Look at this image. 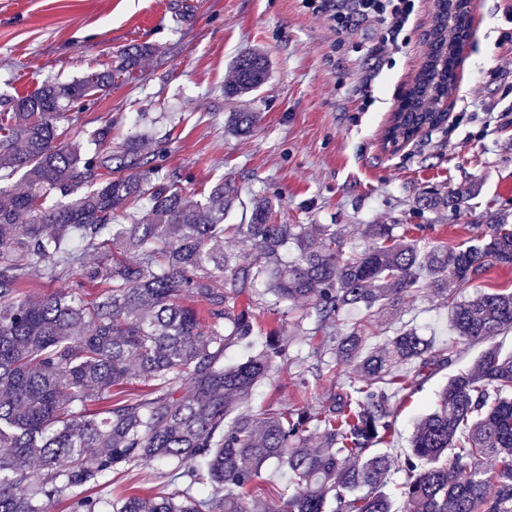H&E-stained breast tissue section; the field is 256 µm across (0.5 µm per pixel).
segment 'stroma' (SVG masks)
<instances>
[{
	"instance_id": "stroma-1",
	"label": "stroma",
	"mask_w": 512,
	"mask_h": 512,
	"mask_svg": "<svg viewBox=\"0 0 512 512\" xmlns=\"http://www.w3.org/2000/svg\"><path fill=\"white\" fill-rule=\"evenodd\" d=\"M0 0V112L44 82H70L100 69L135 45L151 47L129 80L98 94L89 109L64 120L68 138L88 142L104 124L113 142L144 133L165 146L162 172L181 176L200 198L218 183L234 185L238 201L225 218L240 224L257 197L271 200L281 224H333L346 248L366 242L370 224H401L427 246H458L492 213L512 216V0H472L475 18L463 78L450 99L454 121L424 129L401 150L387 151L381 135L424 62L423 36L433 0H415L397 42L372 21L353 18L342 34L327 16L341 0ZM255 49L269 78L240 98L224 96L231 63ZM256 112L251 135L228 131L236 111ZM477 186L465 207L435 213L419 204L427 191L454 193ZM251 344L230 347L243 357L270 331L288 339L292 354L314 355L320 334L304 306L283 312L260 303ZM403 322L434 345L454 344L452 365L435 367L422 388L398 405L391 456L409 449L416 420L449 376L468 367L481 344L450 328L448 308L429 292L406 306ZM297 365L261 381L252 406L286 404L318 409L354 376L342 365L300 385ZM181 481L140 469L88 486L95 497L151 494Z\"/></svg>"
}]
</instances>
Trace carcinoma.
I'll list each match as a JSON object with an SVG mask.
<instances>
[{"label": "carcinoma", "instance_id": "carcinoma-1", "mask_svg": "<svg viewBox=\"0 0 512 512\" xmlns=\"http://www.w3.org/2000/svg\"><path fill=\"white\" fill-rule=\"evenodd\" d=\"M148 53L137 47L102 71L46 83L0 113V170L22 172L20 184L0 183V512H50L60 496L72 512H393L384 491L393 469L406 476L410 512H512V354L491 343L512 330V291L456 296L488 267L512 266V224L492 216L467 243L430 248L395 224H369L374 244L347 251L336 225L277 224L265 198L248 223H224L234 186L218 184L203 201L187 196L180 175L160 174L142 155L140 135L112 147L110 123L95 132L92 154L62 141L58 120L86 109ZM268 71L262 54L245 51L224 93L252 92ZM432 118L401 114L394 129L409 139ZM258 121L233 112L228 128L248 134ZM468 196L432 194L423 203L459 208ZM140 201L149 206L143 221L121 223ZM72 232L102 261L90 265L65 248ZM224 237L246 239L255 257L224 252ZM31 268L75 280L30 298L22 288ZM259 283L274 306L306 305L336 365L356 371L316 411L240 409L273 370L300 362L305 384L325 365L320 356L311 365L291 357L275 332L256 353L224 364L227 348L255 331ZM87 284L101 292L88 297ZM425 289L448 304L457 335L487 347L448 379L398 460L374 449L390 436L398 396L451 364L456 350L436 349L406 325L370 349L366 340ZM186 298L206 306L209 325ZM349 312L359 314L351 327ZM133 383L151 391L114 397ZM268 465L288 473L276 500L244 495ZM133 467L165 471L185 488L112 500L84 493Z\"/></svg>", "mask_w": 512, "mask_h": 512}]
</instances>
